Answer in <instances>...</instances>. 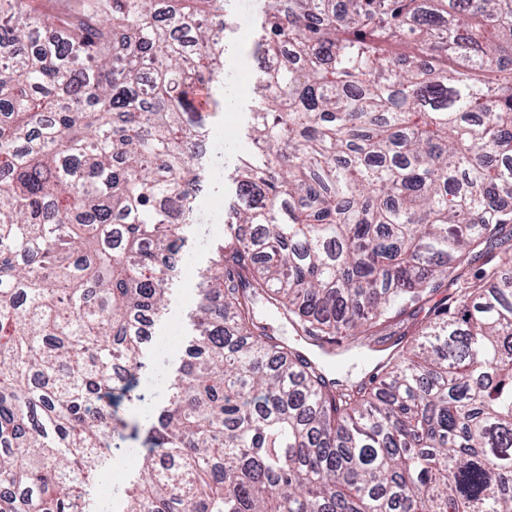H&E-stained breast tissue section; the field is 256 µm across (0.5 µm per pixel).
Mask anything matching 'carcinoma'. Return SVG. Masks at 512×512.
Here are the masks:
<instances>
[{
    "mask_svg": "<svg viewBox=\"0 0 512 512\" xmlns=\"http://www.w3.org/2000/svg\"><path fill=\"white\" fill-rule=\"evenodd\" d=\"M0 0V512H89L205 179L229 0ZM254 145L116 512H512V0H269ZM483 262L464 274L474 253ZM441 301L366 381L337 357Z\"/></svg>",
    "mask_w": 512,
    "mask_h": 512,
    "instance_id": "obj_1",
    "label": "carcinoma"
}]
</instances>
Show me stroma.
<instances>
[{"mask_svg":"<svg viewBox=\"0 0 512 512\" xmlns=\"http://www.w3.org/2000/svg\"><path fill=\"white\" fill-rule=\"evenodd\" d=\"M234 3L238 28L235 47L224 59V80L234 86L236 97L232 111L224 113L207 140L205 160L210 180L197 197L196 222L188 230L189 245L181 255L163 313L142 350L149 364L138 384L143 396L138 409V418L142 421L151 418L166 400L170 380L186 357L189 316L198 300L195 284L224 227V203L234 191L231 175L235 165L250 148L245 128L254 99V85L246 81L245 71L258 65L249 47L267 0H234ZM144 451L142 438L117 440L109 461L110 475L94 487L92 512H112L117 507L128 480L139 472V458Z\"/></svg>","mask_w":512,"mask_h":512,"instance_id":"obj_1","label":"stroma"}]
</instances>
